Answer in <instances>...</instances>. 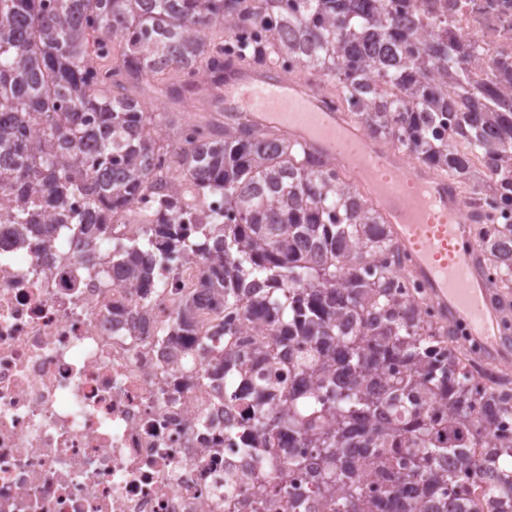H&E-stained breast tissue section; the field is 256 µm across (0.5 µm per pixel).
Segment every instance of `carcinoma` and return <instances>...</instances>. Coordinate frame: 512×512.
Here are the masks:
<instances>
[{"label":"carcinoma","mask_w":512,"mask_h":512,"mask_svg":"<svg viewBox=\"0 0 512 512\" xmlns=\"http://www.w3.org/2000/svg\"><path fill=\"white\" fill-rule=\"evenodd\" d=\"M244 22L262 27L246 44L253 62L325 74L368 135L410 146L458 187L494 169L489 190L512 206V94L469 88L452 67L461 43L421 39L415 16L386 0H0V202L29 235L79 224L92 242L153 189L148 228L112 244L120 285L142 291L143 308L155 265L213 255L199 287L266 326L257 346L222 331L202 348L225 393L254 396L244 449L285 436L310 449L268 460L309 484L285 501L260 481L257 512H512V465L499 464L512 461V435L484 446L496 418L512 417V379L460 346L453 323L425 319L372 201L329 161L234 112L179 122L180 142L164 144L131 95L147 75L170 80L176 104L196 92L192 75L219 82L224 42L208 34ZM36 124L43 143L28 136ZM185 183L224 198V211L196 213L190 240ZM475 247L497 297L511 296L512 222L478 226ZM200 311L184 303L168 343L197 335ZM276 400L287 410H268Z\"/></svg>","instance_id":"obj_1"}]
</instances>
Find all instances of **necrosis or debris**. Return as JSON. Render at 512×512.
<instances>
[{
  "mask_svg": "<svg viewBox=\"0 0 512 512\" xmlns=\"http://www.w3.org/2000/svg\"><path fill=\"white\" fill-rule=\"evenodd\" d=\"M419 33L469 48L473 84L512 92V0H391ZM125 227L84 263L82 228L21 239L0 205V512H251L266 449L243 452L248 403L227 400L197 343L178 363L162 334L208 260L156 270L141 311L110 257Z\"/></svg>",
  "mask_w": 512,
  "mask_h": 512,
  "instance_id": "necrosis-or-debris-1",
  "label": "necrosis or debris"
}]
</instances>
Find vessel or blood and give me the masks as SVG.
<instances>
[{
	"mask_svg": "<svg viewBox=\"0 0 512 512\" xmlns=\"http://www.w3.org/2000/svg\"><path fill=\"white\" fill-rule=\"evenodd\" d=\"M209 98L257 126L278 129L345 171L411 257V271L439 318L464 324L482 360L512 366V339L500 331L495 290L465 248L473 237L474 216L452 181L369 137L345 113L329 110L322 94L301 79L248 60H229L223 86L210 88Z\"/></svg>",
	"mask_w": 512,
	"mask_h": 512,
	"instance_id": "b4317fda",
	"label": "vessel or blood"
}]
</instances>
